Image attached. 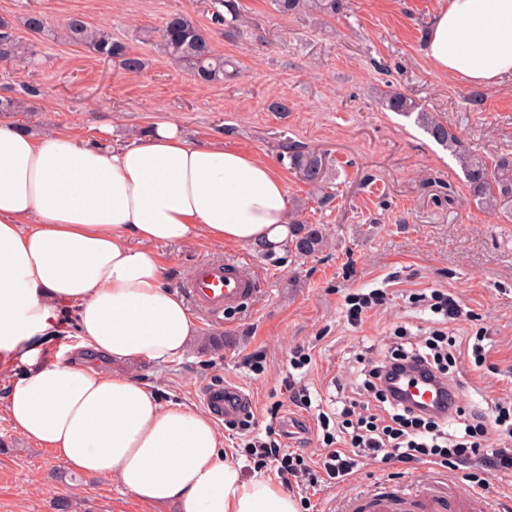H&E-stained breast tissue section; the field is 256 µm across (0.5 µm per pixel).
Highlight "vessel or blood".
Wrapping results in <instances>:
<instances>
[{"label":"vessel or blood","mask_w":512,"mask_h":512,"mask_svg":"<svg viewBox=\"0 0 512 512\" xmlns=\"http://www.w3.org/2000/svg\"><path fill=\"white\" fill-rule=\"evenodd\" d=\"M180 289L192 306L220 322L225 313L242 307L257 295L259 282L250 269L238 261L205 260L195 266ZM444 386V381L439 379H422L414 387L402 385L401 390L413 394L427 409L434 410L441 401ZM201 401L216 421L235 426L245 420L251 396L240 383L224 381L206 388ZM362 507L368 512H456L454 500L431 485L413 491L402 488L395 493L380 486L367 493L365 503L348 500L346 512H358Z\"/></svg>","instance_id":"obj_1"}]
</instances>
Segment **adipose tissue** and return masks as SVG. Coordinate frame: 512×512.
I'll use <instances>...</instances> for the list:
<instances>
[{
    "mask_svg": "<svg viewBox=\"0 0 512 512\" xmlns=\"http://www.w3.org/2000/svg\"><path fill=\"white\" fill-rule=\"evenodd\" d=\"M440 73L486 86L512 75V0H448L423 47ZM291 203L264 158L190 140L172 121L101 149L0 123V365L26 371L6 395L13 426L73 472L116 478L181 512H298L269 480L244 479L211 418L163 405L127 372L180 357L196 322L164 283L160 244L286 247ZM77 311V349L40 360Z\"/></svg>",
    "mask_w": 512,
    "mask_h": 512,
    "instance_id": "adipose-tissue-1",
    "label": "adipose tissue"
}]
</instances>
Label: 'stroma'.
<instances>
[{"mask_svg": "<svg viewBox=\"0 0 512 512\" xmlns=\"http://www.w3.org/2000/svg\"><path fill=\"white\" fill-rule=\"evenodd\" d=\"M200 2L0 0V18L35 51L33 59L0 63V95L21 100L8 122L37 138L61 131L108 149L136 143L157 122L176 121L192 140H220L268 160L284 179L294 219L320 225L329 239L326 250L308 258L284 251L268 258L251 245L204 241L160 246L168 287L187 280L199 261L238 259L253 267L260 291L223 322L197 316L181 358L136 367V375L163 405L197 411L205 388L239 382L254 395L253 416L220 429L231 456L240 459L244 439L265 433L276 406L304 426L288 448L315 460L322 447L317 416L336 409L338 393L354 396L363 381L362 346L378 359L397 326L419 335L432 314L410 303V294L443 289L471 312L457 322L456 338L482 328L489 337L484 364L465 360L454 373L461 406L483 411L512 398V221L479 211L450 149L378 98L384 84L394 83L438 113L473 153L512 156V76L472 87L431 66L423 46L447 0H347L343 15L328 22L278 14L271 0H238L253 24L243 39L210 29ZM33 11L57 26L83 15L125 43L144 69L129 72L86 46L28 32L24 19ZM174 12L207 28L216 52L238 62V75L202 87L162 55L145 33ZM290 144L333 159L335 199L311 196L283 157ZM374 288L385 289V304L369 311L362 326L350 325L346 295ZM297 346L312 357L298 371L289 364ZM258 351L266 354L260 373L247 364ZM23 370L20 362L0 369V512H177L172 504L136 500L115 480L71 473L51 449L15 430L5 392ZM290 378L310 389V408L289 402ZM418 482L469 487L462 470L415 460L361 466L336 490L294 484L287 492L299 512H340L344 497L373 485Z\"/></svg>", "mask_w": 512, "mask_h": 512, "instance_id": "stroma-1", "label": "stroma"}]
</instances>
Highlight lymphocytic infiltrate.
<instances>
[{"instance_id":"lymphocytic-infiltrate-1","label":"lymphocytic infiltrate","mask_w":512,"mask_h":512,"mask_svg":"<svg viewBox=\"0 0 512 512\" xmlns=\"http://www.w3.org/2000/svg\"><path fill=\"white\" fill-rule=\"evenodd\" d=\"M429 308L442 317V327L430 330L424 343L410 342L400 329L387 354L368 360L362 370L363 400L349 401L340 412L335 433L324 435L326 448L318 461L288 450L273 435L254 436L244 443L248 461L257 469L274 472L282 483H324L341 488L361 464L424 459L440 467H465L472 487L487 489L494 473H512V404L497 401L495 417L486 421L450 401L445 412H426L407 405L397 392L388 390L406 368L417 367L428 375L447 376L448 361L473 357L483 364L481 343L459 344L446 331L448 324L466 311L453 295L433 290Z\"/></svg>"}]
</instances>
